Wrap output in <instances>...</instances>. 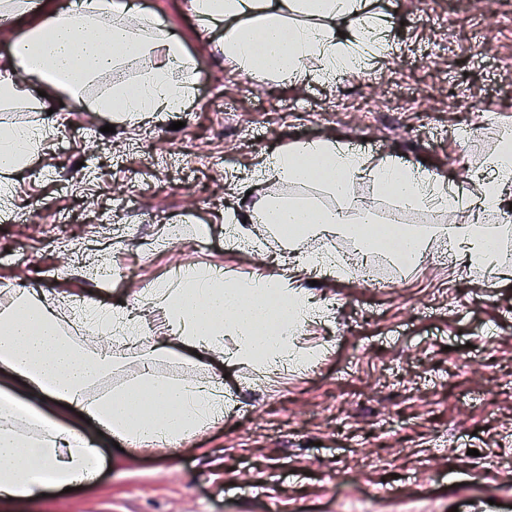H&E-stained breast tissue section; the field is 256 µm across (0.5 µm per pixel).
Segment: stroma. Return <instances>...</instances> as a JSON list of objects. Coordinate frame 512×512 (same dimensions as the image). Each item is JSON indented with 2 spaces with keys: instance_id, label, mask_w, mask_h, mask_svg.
I'll return each instance as SVG.
<instances>
[{
  "instance_id": "35a3bbf8",
  "label": "stroma",
  "mask_w": 512,
  "mask_h": 512,
  "mask_svg": "<svg viewBox=\"0 0 512 512\" xmlns=\"http://www.w3.org/2000/svg\"><path fill=\"white\" fill-rule=\"evenodd\" d=\"M134 14L155 15L207 71L182 111L141 124L73 110L51 96L48 112L0 109V127L68 121L64 140H45L32 164L0 197V289L32 288L73 336L70 303L93 312L134 304L141 289L176 286L195 267L230 279L279 276L320 302L346 296L326 319L304 324L296 347L309 362L288 371L232 361L155 360L158 376L221 380L224 422L185 439L184 447L124 446L64 405L50 414L95 439L93 479L63 493L47 489L39 512H512V247L498 252L502 277L448 255V239L430 238L409 269L380 263L383 287H359L325 271H295L267 225L245 224L247 247L225 241L228 214L244 216L256 196L333 199L320 187L255 174L272 154L335 138L403 166L425 164L441 178L466 181L512 133V25L480 32L487 13L512 15V0H371L388 23L394 54L323 84L272 75L239 89L245 73L224 62L220 32H204L184 0H129ZM476 109L460 108L458 87ZM396 104L362 112L360 95ZM343 108L330 118V102ZM181 129H174V122ZM112 124V123H111ZM133 188L134 208L102 228L97 213L110 193ZM73 215L60 237L29 222L32 206ZM177 236H170V229ZM68 274H60V267ZM342 406L345 430L324 417ZM393 433L379 440L375 418ZM386 501L365 504L354 479L360 464Z\"/></svg>"
}]
</instances>
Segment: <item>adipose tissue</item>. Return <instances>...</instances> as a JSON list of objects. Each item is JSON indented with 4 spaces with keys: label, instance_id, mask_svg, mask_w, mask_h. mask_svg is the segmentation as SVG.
Returning a JSON list of instances; mask_svg holds the SVG:
<instances>
[{
    "label": "adipose tissue",
    "instance_id": "1",
    "mask_svg": "<svg viewBox=\"0 0 512 512\" xmlns=\"http://www.w3.org/2000/svg\"><path fill=\"white\" fill-rule=\"evenodd\" d=\"M189 5L202 29L223 28L225 61L255 79L271 74L302 78L311 72L329 81L367 68L390 50L386 24L370 12L368 0H189ZM129 14L127 0H75L69 9L47 15L0 50L5 59L0 105L25 103L44 110L29 92L32 79L119 123L180 111L195 82L196 62L161 32L155 17L142 14L133 20ZM340 18L349 22L342 33L336 27ZM141 56L153 57L154 63L137 82L112 85L86 102L95 78L120 60ZM48 133L42 126L0 129V192L10 193L14 174L29 166ZM264 167L280 180L321 186L338 204L327 208L304 197L270 198L256 214L262 223L303 225L306 239L333 231L358 233L360 225L375 220L355 192L358 183L368 181L411 209L463 212L464 223L448 228L457 257L487 273L498 272L499 228L490 218L512 205L504 196L512 189L511 155H489L463 198L449 196L444 181L421 166H399L333 141L280 151ZM146 297L164 305L163 335L176 338L185 353L217 364L224 361L228 336L235 341L236 362L298 364L291 335L298 323L322 314L312 295L280 278L238 281L190 271L179 288L158 286ZM0 367L22 376L31 397L75 405L132 445H162L224 417V399L210 384L165 380L148 371L106 397H89V389L112 371L111 351L80 350L33 291L0 296ZM31 423L37 435H27ZM99 456L94 440L38 411L23 418L14 395L0 400L1 499L38 502L46 485L61 490L84 481Z\"/></svg>",
    "mask_w": 512,
    "mask_h": 512
}]
</instances>
